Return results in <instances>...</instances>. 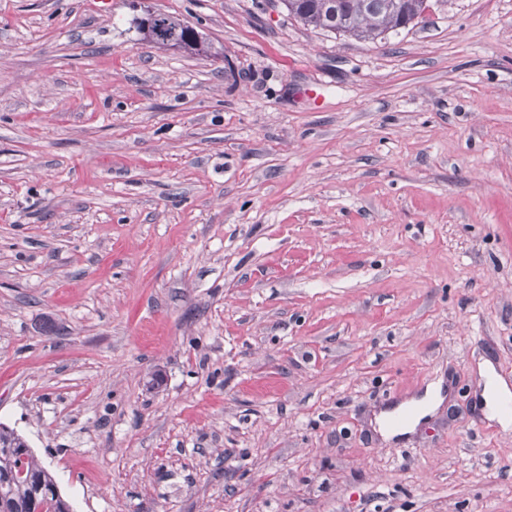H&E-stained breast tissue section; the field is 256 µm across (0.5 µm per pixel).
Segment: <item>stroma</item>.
Returning a JSON list of instances; mask_svg holds the SVG:
<instances>
[{
	"label": "stroma",
	"instance_id": "1",
	"mask_svg": "<svg viewBox=\"0 0 512 512\" xmlns=\"http://www.w3.org/2000/svg\"><path fill=\"white\" fill-rule=\"evenodd\" d=\"M84 2L0 0V423L75 512H512V0ZM283 1L289 15L304 25L365 42H375L385 33L405 27L424 9V0ZM138 31L144 40L190 54L206 56L211 51V43L202 33L174 16L154 13L145 16L138 20ZM508 392L507 385L501 382L497 377L491 375L482 393L484 413L489 419H496L504 426L509 424V419L507 415L500 413L497 401L506 397Z\"/></svg>",
	"mask_w": 512,
	"mask_h": 512
}]
</instances>
